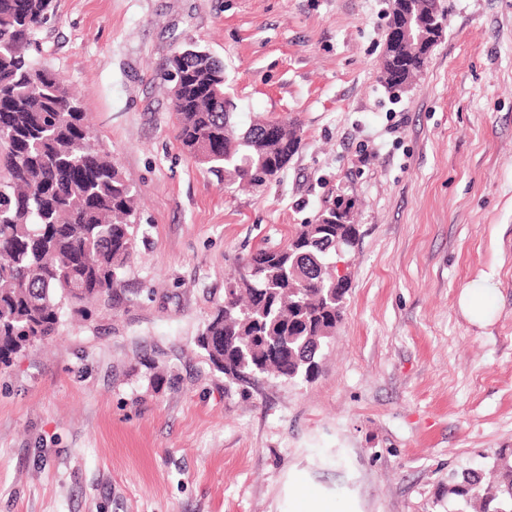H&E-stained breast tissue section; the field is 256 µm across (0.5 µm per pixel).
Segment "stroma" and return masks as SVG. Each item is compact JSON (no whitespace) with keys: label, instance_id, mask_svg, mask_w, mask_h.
<instances>
[{"label":"stroma","instance_id":"35a3bbf8","mask_svg":"<svg viewBox=\"0 0 512 512\" xmlns=\"http://www.w3.org/2000/svg\"><path fill=\"white\" fill-rule=\"evenodd\" d=\"M415 83L378 79L389 0H55L34 53L140 193L119 302L65 315L0 371V512H288L315 485L359 512H448L512 453V0H439ZM194 42L236 120L302 144L237 191L174 138L162 77ZM351 200L343 320L315 375L225 382L194 338L239 264ZM489 281L498 311L457 301ZM495 288L487 282L472 284L460 292L459 306L473 323L488 324L493 316Z\"/></svg>","mask_w":512,"mask_h":512}]
</instances>
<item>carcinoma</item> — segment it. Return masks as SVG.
Segmentation results:
<instances>
[{
	"instance_id": "1",
	"label": "carcinoma",
	"mask_w": 512,
	"mask_h": 512,
	"mask_svg": "<svg viewBox=\"0 0 512 512\" xmlns=\"http://www.w3.org/2000/svg\"><path fill=\"white\" fill-rule=\"evenodd\" d=\"M424 30L435 0H392ZM55 19L53 0H0V367L55 334L65 314L88 317L93 301L117 294L137 237V195L112 154L94 136L65 80L36 63L31 50ZM431 48L397 46L378 79L403 69L416 79ZM169 68L175 138L200 165L254 190L278 179L299 150L296 118L266 133L270 119L239 128L224 92V63L198 46L177 50ZM354 204L324 205L287 243L252 253L224 289L194 339L231 384L260 375L283 382L311 377L321 349L344 315L347 277L336 262L357 235ZM455 512H512V458L491 476L467 469L448 487Z\"/></svg>"
}]
</instances>
